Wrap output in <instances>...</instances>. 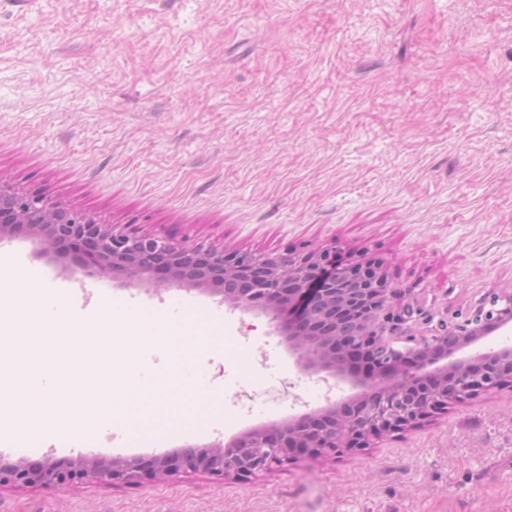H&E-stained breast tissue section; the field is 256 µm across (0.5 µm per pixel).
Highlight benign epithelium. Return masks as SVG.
<instances>
[{
    "mask_svg": "<svg viewBox=\"0 0 512 512\" xmlns=\"http://www.w3.org/2000/svg\"><path fill=\"white\" fill-rule=\"evenodd\" d=\"M6 235L36 236L47 251L68 249L102 276L138 282L160 272L162 284L190 285L222 296L233 312L263 314L302 373L345 382L353 393L181 455L0 462V487H113L143 475L170 481L186 469L246 481L303 458L362 451L453 405L512 389L511 348L461 355L512 325V287L493 288L450 315L415 289L395 286L375 261L342 263L334 251L294 248L247 257L238 248L175 242L106 224L0 175V239Z\"/></svg>",
    "mask_w": 512,
    "mask_h": 512,
    "instance_id": "1",
    "label": "benign epithelium"
}]
</instances>
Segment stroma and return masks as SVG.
I'll return each instance as SVG.
<instances>
[{
  "instance_id": "1",
  "label": "stroma",
  "mask_w": 512,
  "mask_h": 512,
  "mask_svg": "<svg viewBox=\"0 0 512 512\" xmlns=\"http://www.w3.org/2000/svg\"><path fill=\"white\" fill-rule=\"evenodd\" d=\"M0 173L111 224L261 253L372 259L449 311L512 286V0H0ZM78 324L107 302L207 316L196 363L222 416L159 437L0 446V459L153 456L349 396L298 373L268 317L194 287L99 278L33 236L0 241ZM281 405L255 406L247 361ZM0 512H512V391L332 461L248 481L0 488Z\"/></svg>"
}]
</instances>
